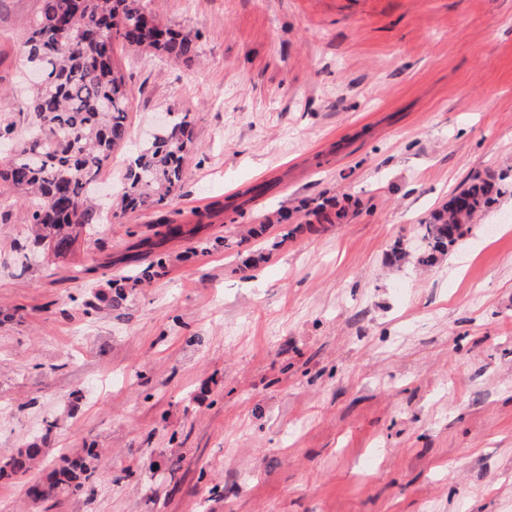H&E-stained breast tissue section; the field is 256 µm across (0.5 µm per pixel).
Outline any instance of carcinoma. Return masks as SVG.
Here are the masks:
<instances>
[{"mask_svg":"<svg viewBox=\"0 0 512 512\" xmlns=\"http://www.w3.org/2000/svg\"><path fill=\"white\" fill-rule=\"evenodd\" d=\"M143 0H40L20 44L25 61L40 80L22 101L30 119L27 139L8 147V166L0 178L29 196L30 223L55 252H68L91 233L98 211L91 188L112 152L126 139V81L112 58L114 43L153 49L189 64L198 55L190 36L145 17ZM192 121L187 112L171 115L166 127L130 160L119 218L128 212L162 208L176 196L190 152ZM498 193L487 179L474 178L458 195L468 211L453 202L431 216L416 254L421 265L454 247L474 216ZM43 449L33 442L0 461V478L23 480L36 468ZM98 449L83 448L27 488L34 502L81 492L96 471Z\"/></svg>","mask_w":512,"mask_h":512,"instance_id":"cac0c4a2","label":"carcinoma"}]
</instances>
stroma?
Listing matches in <instances>:
<instances>
[{"label": "stroma", "mask_w": 512, "mask_h": 512, "mask_svg": "<svg viewBox=\"0 0 512 512\" xmlns=\"http://www.w3.org/2000/svg\"><path fill=\"white\" fill-rule=\"evenodd\" d=\"M144 5L198 58L115 45L127 133L101 191L165 113H189L195 150L167 206L59 258L0 192V459L39 442V477L100 450L81 493L0 481V512H512V0ZM38 9L0 0L17 139ZM475 176L499 192L471 232L429 266L397 258ZM162 218L182 234L157 237ZM160 258L126 307L99 301Z\"/></svg>", "instance_id": "stroma-1"}]
</instances>
